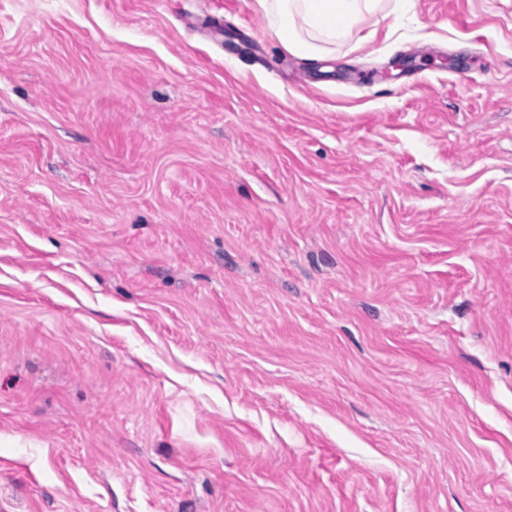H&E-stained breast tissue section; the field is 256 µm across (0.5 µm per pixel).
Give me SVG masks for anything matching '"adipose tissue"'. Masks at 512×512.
Listing matches in <instances>:
<instances>
[{
	"label": "adipose tissue",
	"mask_w": 512,
	"mask_h": 512,
	"mask_svg": "<svg viewBox=\"0 0 512 512\" xmlns=\"http://www.w3.org/2000/svg\"><path fill=\"white\" fill-rule=\"evenodd\" d=\"M269 31L290 53L317 62L378 15L400 17L409 0H255Z\"/></svg>",
	"instance_id": "obj_1"
}]
</instances>
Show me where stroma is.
Here are the masks:
<instances>
[{"label":"stroma","mask_w":512,"mask_h":512,"mask_svg":"<svg viewBox=\"0 0 512 512\" xmlns=\"http://www.w3.org/2000/svg\"><path fill=\"white\" fill-rule=\"evenodd\" d=\"M0 512H512V0H0ZM410 0H255L267 28L290 53L317 62L382 14H406Z\"/></svg>","instance_id":"35a3bbf8"}]
</instances>
